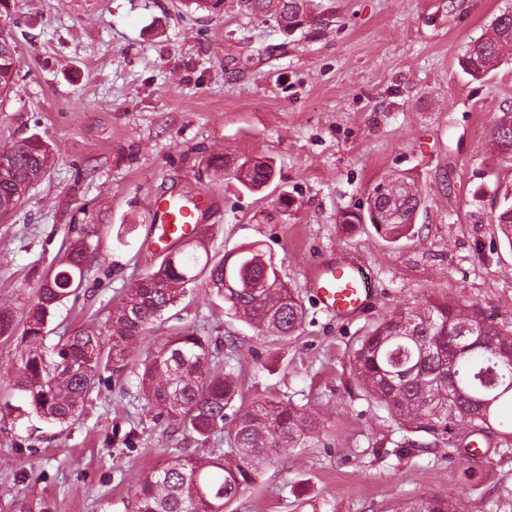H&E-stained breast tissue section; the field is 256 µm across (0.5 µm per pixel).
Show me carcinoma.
<instances>
[{
  "instance_id": "obj_1",
  "label": "carcinoma",
  "mask_w": 512,
  "mask_h": 512,
  "mask_svg": "<svg viewBox=\"0 0 512 512\" xmlns=\"http://www.w3.org/2000/svg\"><path fill=\"white\" fill-rule=\"evenodd\" d=\"M240 11L269 18L290 32L305 21L306 0H237ZM0 94L17 91L20 61L11 37L6 0H0ZM512 57V16L498 15L490 29L464 50L460 64L474 78L485 76ZM499 154L512 162V119L493 130ZM53 160L51 144L33 134L3 148L0 156V215L13 211L22 194L39 181ZM215 176L229 175L252 191L268 185L270 164L244 161L234 167L221 157L210 161ZM396 191L370 197V209L390 222L377 225L385 238L407 237L422 205L414 182L397 176ZM494 223L512 235V200L504 195ZM206 225L182 242L177 257L164 255L96 329L55 335L49 324L55 309L80 297L88 258L97 250L92 224H81L63 242V255L38 280L22 322L0 307V338L21 335L24 348L12 384L28 397L45 421L68 426L85 410L90 392L112 362L129 355L132 342L175 312L187 287L201 285L227 304V314L263 334L294 336L304 318L300 299L278 274L272 253L248 243L220 257L204 247ZM212 341L191 326L171 328L150 349L136 373L137 388L175 433L214 439L200 457L186 448L161 469L144 473L135 494V512H225V506L256 484L282 451L322 443L324 421L291 401L273 397L251 407L239 404L241 387L233 367L212 364ZM356 379L369 399L384 408L399 434L401 448H468L476 439L500 455L512 453V329L482 318L472 305L427 300L386 316L352 352ZM450 460L477 487L481 477L473 458ZM383 512H466L461 499L423 495L398 501Z\"/></svg>"
}]
</instances>
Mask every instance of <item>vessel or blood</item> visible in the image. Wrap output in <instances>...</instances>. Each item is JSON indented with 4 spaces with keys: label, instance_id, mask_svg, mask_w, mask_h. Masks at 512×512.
Segmentation results:
<instances>
[{
    "label": "vessel or blood",
    "instance_id": "obj_1",
    "mask_svg": "<svg viewBox=\"0 0 512 512\" xmlns=\"http://www.w3.org/2000/svg\"><path fill=\"white\" fill-rule=\"evenodd\" d=\"M208 206L203 199L175 196L156 201L149 210L151 240L165 246L203 223ZM313 297L329 314L352 318L362 313L371 299V273L355 264L337 260L320 265L308 283Z\"/></svg>",
    "mask_w": 512,
    "mask_h": 512
}]
</instances>
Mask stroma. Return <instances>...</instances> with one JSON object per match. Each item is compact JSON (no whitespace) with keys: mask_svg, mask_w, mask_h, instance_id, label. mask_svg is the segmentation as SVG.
<instances>
[{"mask_svg":"<svg viewBox=\"0 0 512 512\" xmlns=\"http://www.w3.org/2000/svg\"><path fill=\"white\" fill-rule=\"evenodd\" d=\"M512 0H311L291 32L185 0H9L21 92L0 100V147L39 134L55 160L10 214L0 216V305L22 313L73 224L101 235L77 303L56 331L97 328L140 275L159 262L145 239L149 206L169 194L207 195L205 244L225 254L259 242L305 315L278 340L229 318L223 302L190 289L184 324L218 345L246 404L277 396L324 421L316 448H293L228 512H381L422 494L462 498L468 512H512V457L490 452L473 494L444 448H379L391 430L351 371L361 338L392 310L427 298L473 303L512 325V241L491 220L512 164L491 136L512 110V59L484 78L458 58ZM226 156L270 162L274 182L251 193L213 178ZM413 178L424 205L412 239L388 243L345 211L368 213L376 185ZM294 206L281 213L277 197ZM134 225L117 240L120 225ZM333 259L374 276L364 314L339 319L306 286ZM135 344L92 391L81 419L60 428L12 390L18 340L0 338V512H134L142 473L177 454L134 386Z\"/></svg>","mask_w":512,"mask_h":512,"instance_id":"35a3bbf8","label":"stroma"}]
</instances>
